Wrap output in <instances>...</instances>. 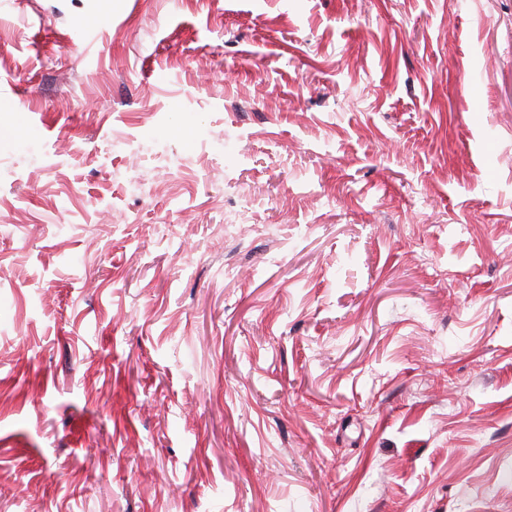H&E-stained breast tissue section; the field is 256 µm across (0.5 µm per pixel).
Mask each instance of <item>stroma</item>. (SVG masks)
Listing matches in <instances>:
<instances>
[{"label":"stroma","mask_w":512,"mask_h":512,"mask_svg":"<svg viewBox=\"0 0 512 512\" xmlns=\"http://www.w3.org/2000/svg\"><path fill=\"white\" fill-rule=\"evenodd\" d=\"M0 512H512V0H0Z\"/></svg>","instance_id":"1"}]
</instances>
